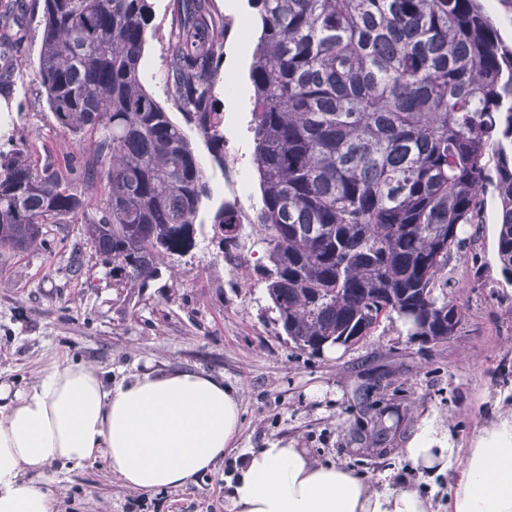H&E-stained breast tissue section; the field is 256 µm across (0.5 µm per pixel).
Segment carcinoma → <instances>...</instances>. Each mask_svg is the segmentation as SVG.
Wrapping results in <instances>:
<instances>
[{
    "label": "carcinoma",
    "instance_id": "carcinoma-1",
    "mask_svg": "<svg viewBox=\"0 0 512 512\" xmlns=\"http://www.w3.org/2000/svg\"><path fill=\"white\" fill-rule=\"evenodd\" d=\"M164 87L224 168L215 108L230 22L216 0H171ZM251 132L267 263L261 282L299 349L350 346L397 316L438 345L463 315L435 285L467 228L495 211L512 284V46L482 0H252ZM34 79L60 130L89 142L78 166L0 153V250L42 242L80 214L112 276L141 285L195 246L211 199L192 140L141 79L149 0H42ZM0 56L22 68L19 30ZM211 224L236 244L221 205Z\"/></svg>",
    "mask_w": 512,
    "mask_h": 512
}]
</instances>
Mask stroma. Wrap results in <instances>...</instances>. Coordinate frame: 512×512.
I'll return each instance as SVG.
<instances>
[{"instance_id":"1","label":"stroma","mask_w":512,"mask_h":512,"mask_svg":"<svg viewBox=\"0 0 512 512\" xmlns=\"http://www.w3.org/2000/svg\"><path fill=\"white\" fill-rule=\"evenodd\" d=\"M0 15L24 34L27 66L0 77V98L16 109L0 112V150L24 147L42 163L77 164L79 146L61 132L33 80L43 36L34 0ZM152 20L143 52V77L159 102L171 0H150ZM231 23L220 80L239 88L238 102L218 98L224 115V161L248 177L239 248L223 253L211 216L225 200L224 175L203 141L196 151L212 189L200 214L196 245L159 259L161 275L147 286L119 283L86 240L79 221L45 225L44 241L0 252V377L24 385L56 360L90 362L113 379L151 368L178 366L223 378L242 411L238 448L271 437L305 448L320 462L341 463L378 488L431 482L411 469L400 450L423 420H435L454 447L471 448L483 427L512 415V285L495 261L494 209L474 225L463 250L452 251L443 282L463 312L457 335L440 346L411 339L398 319H381L371 336L339 357L291 343L268 307L260 267L265 245L253 220L260 191L250 131V58L231 60L237 47L253 50L258 12L250 0H217ZM395 414L385 451L360 453V439L379 415ZM236 465L225 457L190 485L135 493L111 476L103 460L56 472L61 512H229L224 483Z\"/></svg>"}]
</instances>
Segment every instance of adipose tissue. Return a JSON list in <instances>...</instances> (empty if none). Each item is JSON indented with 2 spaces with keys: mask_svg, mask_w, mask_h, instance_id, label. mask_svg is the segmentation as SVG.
<instances>
[{
  "mask_svg": "<svg viewBox=\"0 0 512 512\" xmlns=\"http://www.w3.org/2000/svg\"><path fill=\"white\" fill-rule=\"evenodd\" d=\"M240 404L222 379L188 368L115 381L89 363L54 362L30 384L0 381V512H57L53 465L104 459L130 490L181 488L234 449ZM415 468L451 479L448 512H512V418L460 450L424 420L402 450ZM230 512H431L412 486L365 476L269 441L224 485Z\"/></svg>",
  "mask_w": 512,
  "mask_h": 512,
  "instance_id": "adipose-tissue-1",
  "label": "adipose tissue"
}]
</instances>
